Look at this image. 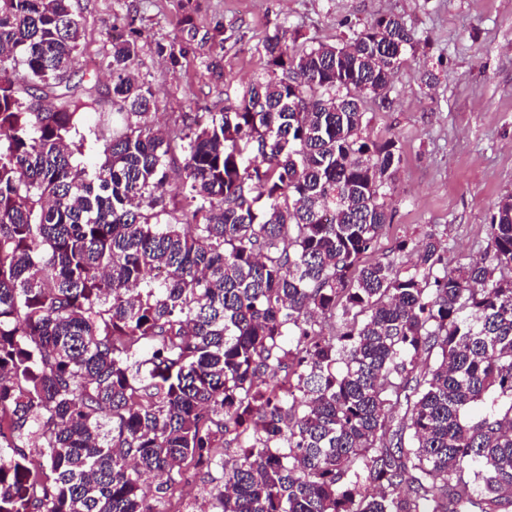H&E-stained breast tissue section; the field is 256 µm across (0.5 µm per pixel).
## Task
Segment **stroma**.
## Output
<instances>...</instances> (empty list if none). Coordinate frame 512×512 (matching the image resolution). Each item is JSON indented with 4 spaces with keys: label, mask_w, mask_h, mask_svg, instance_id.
<instances>
[{
    "label": "stroma",
    "mask_w": 512,
    "mask_h": 512,
    "mask_svg": "<svg viewBox=\"0 0 512 512\" xmlns=\"http://www.w3.org/2000/svg\"><path fill=\"white\" fill-rule=\"evenodd\" d=\"M79 47L101 88L113 36L136 38L134 73L167 118L222 111L266 72L265 42L339 45L379 16L417 38L380 105L362 96L361 135L394 141L399 158L385 198L393 214L374 257L412 267L438 239L449 263L481 258L498 203L512 196V0H70ZM178 41L171 66L158 45ZM406 249H399V242Z\"/></svg>",
    "instance_id": "35a3bbf8"
}]
</instances>
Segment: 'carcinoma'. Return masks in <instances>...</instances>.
Returning <instances> with one entry per match:
<instances>
[{
	"label": "carcinoma",
	"mask_w": 512,
	"mask_h": 512,
	"mask_svg": "<svg viewBox=\"0 0 512 512\" xmlns=\"http://www.w3.org/2000/svg\"><path fill=\"white\" fill-rule=\"evenodd\" d=\"M79 30L0 0V512H165L191 468L210 512H512V198L480 261H362L396 153L360 95L413 31L270 39L237 104L162 128L135 39L107 98L71 83Z\"/></svg>",
	"instance_id": "carcinoma-1"
}]
</instances>
